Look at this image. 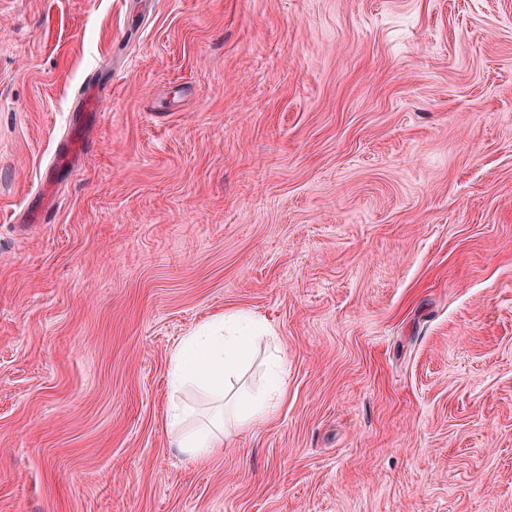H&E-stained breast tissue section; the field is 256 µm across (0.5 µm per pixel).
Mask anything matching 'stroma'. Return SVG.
<instances>
[{"instance_id":"obj_1","label":"stroma","mask_w":512,"mask_h":512,"mask_svg":"<svg viewBox=\"0 0 512 512\" xmlns=\"http://www.w3.org/2000/svg\"><path fill=\"white\" fill-rule=\"evenodd\" d=\"M235 311L287 396L192 460ZM0 512H512V0H0ZM104 109L102 94L99 92L94 76L85 80L74 98L72 112L98 114ZM84 146L80 128H73L71 134L59 147L52 159L51 165L58 171H63L71 166L75 157L82 151ZM270 326L244 311L224 314L194 329L171 354L168 383L174 392L186 386L205 391L213 410L205 425L186 429L195 414L192 406L172 403L166 428L175 434L174 448L189 459H200L224 448V382L263 340Z\"/></svg>"}]
</instances>
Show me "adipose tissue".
<instances>
[{
	"label": "adipose tissue",
	"instance_id": "adipose-tissue-1",
	"mask_svg": "<svg viewBox=\"0 0 512 512\" xmlns=\"http://www.w3.org/2000/svg\"><path fill=\"white\" fill-rule=\"evenodd\" d=\"M270 326L246 312L237 311L215 318L194 329L171 354L168 383L173 391L195 386L205 391L213 410L205 425L193 428L192 406L174 403L165 414V425L175 435L174 446L190 459H200L224 446V421L245 427L268 415L285 394L283 379L270 372L265 389L253 395L240 394L225 405L224 383L239 362L270 336Z\"/></svg>",
	"mask_w": 512,
	"mask_h": 512
}]
</instances>
